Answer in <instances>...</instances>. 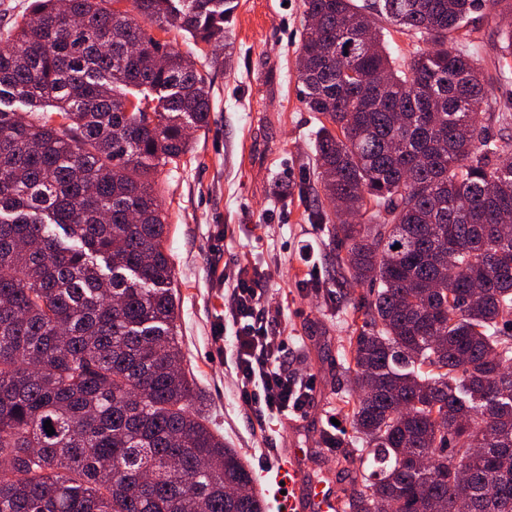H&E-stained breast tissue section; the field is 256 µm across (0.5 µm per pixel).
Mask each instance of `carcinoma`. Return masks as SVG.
Segmentation results:
<instances>
[{
    "instance_id": "obj_1",
    "label": "carcinoma",
    "mask_w": 512,
    "mask_h": 512,
    "mask_svg": "<svg viewBox=\"0 0 512 512\" xmlns=\"http://www.w3.org/2000/svg\"><path fill=\"white\" fill-rule=\"evenodd\" d=\"M119 2L31 0L0 38V512H266L182 368L150 178L211 103L144 23L212 47L235 0ZM488 3L512 14L304 0L316 220L346 245L339 283L369 285L343 512H512V98L492 111L469 29ZM385 23L427 48L391 57ZM498 58L505 79L512 30Z\"/></svg>"
}]
</instances>
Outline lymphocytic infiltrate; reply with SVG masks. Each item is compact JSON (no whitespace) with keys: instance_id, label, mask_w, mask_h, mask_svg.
Listing matches in <instances>:
<instances>
[{"instance_id":"f902f5d3","label":"lymphocytic infiltrate","mask_w":512,"mask_h":512,"mask_svg":"<svg viewBox=\"0 0 512 512\" xmlns=\"http://www.w3.org/2000/svg\"><path fill=\"white\" fill-rule=\"evenodd\" d=\"M265 274L238 270L225 315L234 328L224 344L225 357L235 364L238 398L263 422L305 415L312 399L310 383L289 376L288 339L266 309Z\"/></svg>"}]
</instances>
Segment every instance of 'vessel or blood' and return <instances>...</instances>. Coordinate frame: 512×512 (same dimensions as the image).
Wrapping results in <instances>:
<instances>
[{"mask_svg":"<svg viewBox=\"0 0 512 512\" xmlns=\"http://www.w3.org/2000/svg\"><path fill=\"white\" fill-rule=\"evenodd\" d=\"M308 457L309 451L305 448H285L278 457L274 480L286 490V512H342V500L331 484L308 481Z\"/></svg>","mask_w":512,"mask_h":512,"instance_id":"obj_1","label":"vessel or blood"}]
</instances>
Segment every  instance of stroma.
I'll return each mask as SVG.
<instances>
[{
  "label": "stroma",
  "instance_id": "1",
  "mask_svg": "<svg viewBox=\"0 0 512 512\" xmlns=\"http://www.w3.org/2000/svg\"><path fill=\"white\" fill-rule=\"evenodd\" d=\"M223 44L200 53L182 33L147 25L198 69L209 71L207 127L191 131L185 164L153 174L169 224L178 335L184 366L194 374L205 411L225 443L254 475L275 465L285 448L310 451L308 480L343 488L348 475L322 437H352L336 395L349 378L342 352L350 316L366 285L339 288L334 263L341 248L313 211L320 189L312 174L319 122L296 79L304 25L303 0H236ZM243 267H258L272 316L290 337L289 375L314 374L307 419L260 423L235 396V371L224 361V302Z\"/></svg>",
  "mask_w": 512,
  "mask_h": 512
}]
</instances>
